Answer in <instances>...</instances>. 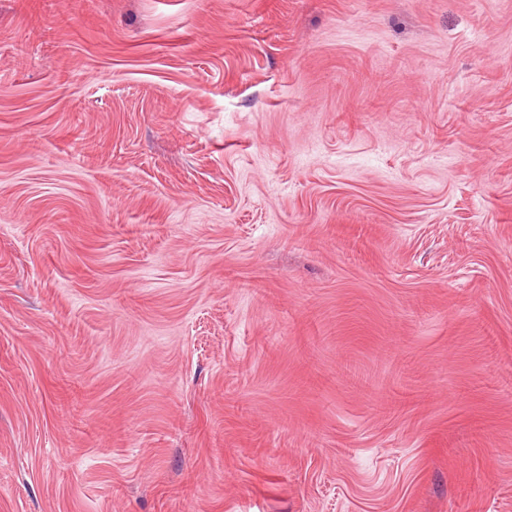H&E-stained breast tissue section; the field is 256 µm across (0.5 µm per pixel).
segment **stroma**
Listing matches in <instances>:
<instances>
[{"instance_id":"1","label":"stroma","mask_w":512,"mask_h":512,"mask_svg":"<svg viewBox=\"0 0 512 512\" xmlns=\"http://www.w3.org/2000/svg\"><path fill=\"white\" fill-rule=\"evenodd\" d=\"M0 512H512V0H0Z\"/></svg>"}]
</instances>
